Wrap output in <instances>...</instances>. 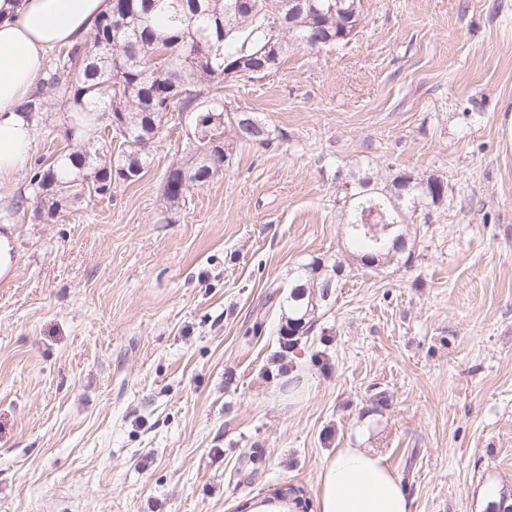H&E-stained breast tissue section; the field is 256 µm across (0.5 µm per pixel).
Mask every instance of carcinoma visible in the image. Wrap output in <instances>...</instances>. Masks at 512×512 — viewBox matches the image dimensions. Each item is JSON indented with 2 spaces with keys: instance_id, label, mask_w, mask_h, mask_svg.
I'll use <instances>...</instances> for the list:
<instances>
[{
  "instance_id": "1",
  "label": "carcinoma",
  "mask_w": 512,
  "mask_h": 512,
  "mask_svg": "<svg viewBox=\"0 0 512 512\" xmlns=\"http://www.w3.org/2000/svg\"><path fill=\"white\" fill-rule=\"evenodd\" d=\"M253 2L252 11L237 14L234 0H133L122 29H112L108 12L94 25L91 44L78 41L63 48L55 67L38 79L22 104L37 120L51 110L67 115V145L30 177L34 211L55 223L84 195L110 199L118 188L131 185L129 174H142L151 164L146 140L152 128L163 127L164 136H169L172 112L186 114L193 128L210 139H190L181 158L167 168L162 192L167 212L185 206L191 189L223 173L234 146L259 139L264 148L286 140L281 129L257 115L256 134L251 136L224 112V81L231 68L248 57L269 61L276 71L292 46L315 49L327 41L348 43L359 33L364 17L342 12L351 0H302L291 14L288 0ZM107 114L127 133L119 143L96 135L95 128ZM348 182L357 196L351 202ZM435 183L443 185L437 177L396 171L378 187L370 177L347 179L336 171V208L363 266L388 260V253L364 229L354 228L357 204L374 200L383 205L387 218L403 224L406 214L442 202L443 197L435 195ZM341 268L339 261L317 257L295 269L282 298L288 316L280 335L288 337V346L317 325L319 302Z\"/></svg>"
}]
</instances>
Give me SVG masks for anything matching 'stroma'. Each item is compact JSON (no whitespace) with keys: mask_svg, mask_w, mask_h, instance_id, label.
Returning <instances> with one entry per match:
<instances>
[{"mask_svg":"<svg viewBox=\"0 0 512 512\" xmlns=\"http://www.w3.org/2000/svg\"><path fill=\"white\" fill-rule=\"evenodd\" d=\"M361 8L349 44L227 83L287 140L235 148L181 210L159 195L187 123L114 200L32 223L35 200L16 202L65 144L62 115L38 124L0 181L18 253L0 282V512H234L287 484L314 500L341 448L383 457L412 512L512 491V0ZM339 169L447 185L403 227L408 263L363 267ZM324 255L338 286L281 355L279 298Z\"/></svg>","mask_w":512,"mask_h":512,"instance_id":"obj_1","label":"stroma"}]
</instances>
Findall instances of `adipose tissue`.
<instances>
[{
    "mask_svg": "<svg viewBox=\"0 0 512 512\" xmlns=\"http://www.w3.org/2000/svg\"><path fill=\"white\" fill-rule=\"evenodd\" d=\"M112 0H12L0 13V179L21 171L36 122L20 104L34 88L47 52L82 39ZM321 512H411V503L385 461L362 448H342L325 466L318 488Z\"/></svg>",
    "mask_w": 512,
    "mask_h": 512,
    "instance_id": "adipose-tissue-1",
    "label": "adipose tissue"
}]
</instances>
